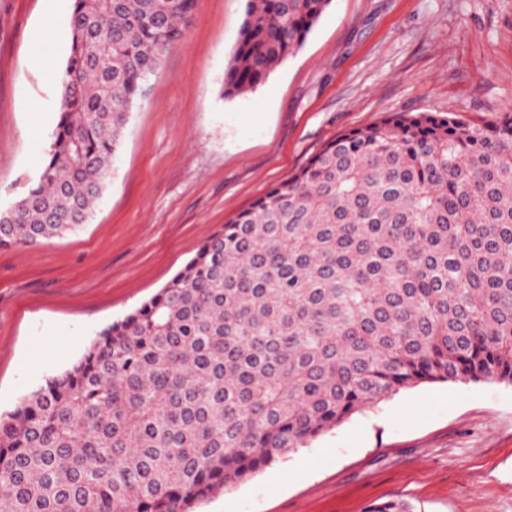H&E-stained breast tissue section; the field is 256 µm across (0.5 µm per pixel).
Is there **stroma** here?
<instances>
[{
	"mask_svg": "<svg viewBox=\"0 0 512 512\" xmlns=\"http://www.w3.org/2000/svg\"><path fill=\"white\" fill-rule=\"evenodd\" d=\"M73 0H0V209L60 111ZM247 0H195L129 114L106 188L65 236L0 250V413L77 362L201 245L336 135L394 112L512 119V0H331L255 90L222 95ZM512 512V386L426 383L351 416L195 512Z\"/></svg>",
	"mask_w": 512,
	"mask_h": 512,
	"instance_id": "obj_1",
	"label": "stroma"
}]
</instances>
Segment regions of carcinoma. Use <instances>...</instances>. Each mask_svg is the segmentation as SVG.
<instances>
[{
	"label": "carcinoma",
	"instance_id": "carcinoma-1",
	"mask_svg": "<svg viewBox=\"0 0 512 512\" xmlns=\"http://www.w3.org/2000/svg\"><path fill=\"white\" fill-rule=\"evenodd\" d=\"M195 0H74L60 116L0 249L87 222ZM331 0H248L246 93ZM512 385V119L346 131L0 418V512H193L353 414L433 382ZM367 512H413L399 500Z\"/></svg>",
	"mask_w": 512,
	"mask_h": 512
}]
</instances>
